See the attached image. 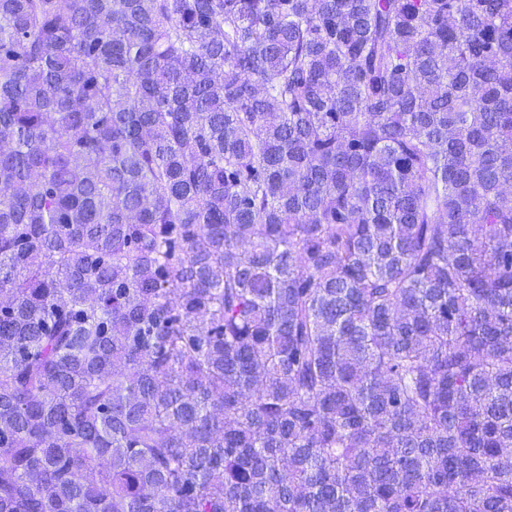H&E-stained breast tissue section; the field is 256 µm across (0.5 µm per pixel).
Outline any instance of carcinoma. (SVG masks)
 Segmentation results:
<instances>
[{
    "mask_svg": "<svg viewBox=\"0 0 512 512\" xmlns=\"http://www.w3.org/2000/svg\"><path fill=\"white\" fill-rule=\"evenodd\" d=\"M0 512H512V0H0Z\"/></svg>",
    "mask_w": 512,
    "mask_h": 512,
    "instance_id": "obj_1",
    "label": "carcinoma"
}]
</instances>
